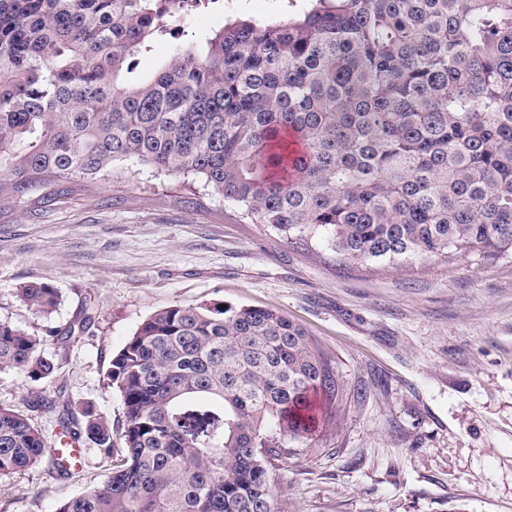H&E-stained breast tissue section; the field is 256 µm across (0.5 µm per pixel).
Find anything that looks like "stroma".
<instances>
[{"instance_id":"obj_1","label":"stroma","mask_w":512,"mask_h":512,"mask_svg":"<svg viewBox=\"0 0 512 512\" xmlns=\"http://www.w3.org/2000/svg\"><path fill=\"white\" fill-rule=\"evenodd\" d=\"M223 24L221 12L193 14L132 58L134 75ZM27 283L57 290L53 313L18 298ZM203 303L280 311L332 358L348 393L326 406L331 423L310 447L273 460L284 512H512V256L350 262L241 220L200 180L130 161L66 201L0 206V321L39 336L90 308L81 337L46 346L61 367L43 388L113 426L111 357L154 311ZM110 465L88 445L72 476L48 462L18 471L0 480V512H56Z\"/></svg>"}]
</instances>
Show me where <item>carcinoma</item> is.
I'll use <instances>...</instances> for the list:
<instances>
[{
    "label": "carcinoma",
    "mask_w": 512,
    "mask_h": 512,
    "mask_svg": "<svg viewBox=\"0 0 512 512\" xmlns=\"http://www.w3.org/2000/svg\"><path fill=\"white\" fill-rule=\"evenodd\" d=\"M226 17L152 77L131 58L187 0H0V204L85 191L117 162L197 178L289 243L324 236L346 259L399 267L512 256V0H290ZM18 297L44 314L58 292ZM0 322V370L53 375L44 346ZM120 459L57 512H279L269 458L320 426L311 401L345 387L305 330L271 309L171 305L112 356ZM31 391L0 406V478L70 438L112 456V423ZM247 6L236 10L257 19L270 15H285L288 13V0H250Z\"/></svg>",
    "instance_id": "carcinoma-1"
}]
</instances>
